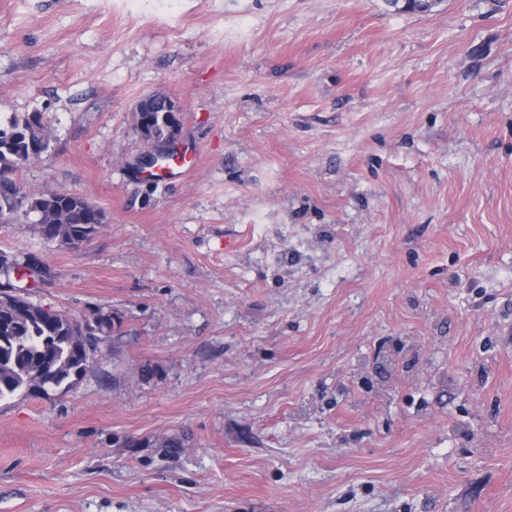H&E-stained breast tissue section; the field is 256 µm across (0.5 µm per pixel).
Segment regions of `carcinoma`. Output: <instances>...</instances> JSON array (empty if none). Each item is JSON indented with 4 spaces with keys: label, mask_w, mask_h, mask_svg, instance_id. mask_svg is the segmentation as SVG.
<instances>
[{
    "label": "carcinoma",
    "mask_w": 512,
    "mask_h": 512,
    "mask_svg": "<svg viewBox=\"0 0 512 512\" xmlns=\"http://www.w3.org/2000/svg\"><path fill=\"white\" fill-rule=\"evenodd\" d=\"M51 138L39 112L0 122V224L34 216L43 240L68 247L77 236L102 228L101 213L86 198L53 190L18 195L14 174L48 151ZM54 272L35 256L19 260L0 250V399L30 395L48 399L67 392L85 375L100 336L114 331L115 319L101 310L77 321L30 300Z\"/></svg>",
    "instance_id": "cac0c4a2"
}]
</instances>
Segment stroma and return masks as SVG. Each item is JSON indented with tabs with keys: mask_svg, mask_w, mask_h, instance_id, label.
<instances>
[{
	"mask_svg": "<svg viewBox=\"0 0 512 512\" xmlns=\"http://www.w3.org/2000/svg\"><path fill=\"white\" fill-rule=\"evenodd\" d=\"M182 108L180 177L134 107ZM43 113L33 301L121 326L0 400V512H512V0H0V120ZM163 112L164 115L168 116V137L166 141L156 143L149 137V129L140 122H137L136 130L142 140L148 145V150L140 158V164L148 168H161V162L165 151H169L170 148L177 150L179 138L181 135V119L180 105L170 97L153 96L151 94L144 96L139 100L136 106L137 115L139 112ZM150 165H154L150 167Z\"/></svg>",
	"mask_w": 512,
	"mask_h": 512,
	"instance_id": "obj_1",
	"label": "stroma"
}]
</instances>
